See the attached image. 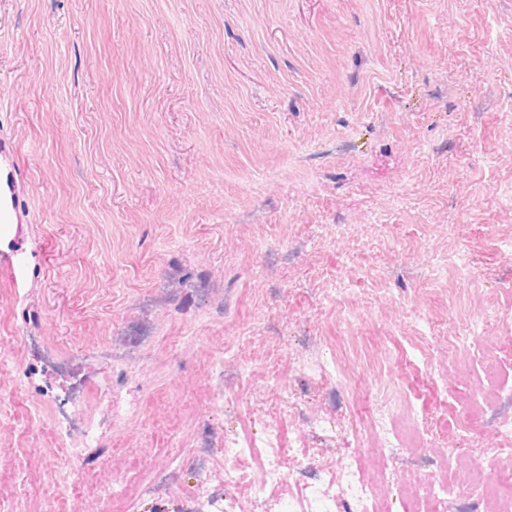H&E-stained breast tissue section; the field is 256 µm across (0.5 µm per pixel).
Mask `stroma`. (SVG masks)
<instances>
[{
	"instance_id": "35a3bbf8",
	"label": "stroma",
	"mask_w": 512,
	"mask_h": 512,
	"mask_svg": "<svg viewBox=\"0 0 512 512\" xmlns=\"http://www.w3.org/2000/svg\"><path fill=\"white\" fill-rule=\"evenodd\" d=\"M2 140L24 217L0 251L27 260L0 270L17 512H50L62 463L30 411L84 410L89 378L67 512H197L199 451L223 478L251 417L332 475L395 473L390 512L476 446L512 462V0H0ZM489 352L500 400L466 431ZM219 357L242 374L217 382ZM387 408L432 438L379 447Z\"/></svg>"
}]
</instances>
